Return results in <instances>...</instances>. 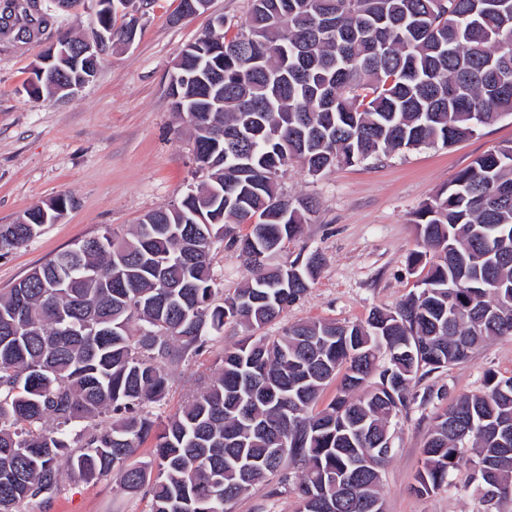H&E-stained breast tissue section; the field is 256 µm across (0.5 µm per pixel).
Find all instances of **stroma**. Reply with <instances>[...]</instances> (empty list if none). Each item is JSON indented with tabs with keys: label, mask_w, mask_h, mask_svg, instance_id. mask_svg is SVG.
<instances>
[{
	"label": "stroma",
	"mask_w": 512,
	"mask_h": 512,
	"mask_svg": "<svg viewBox=\"0 0 512 512\" xmlns=\"http://www.w3.org/2000/svg\"><path fill=\"white\" fill-rule=\"evenodd\" d=\"M251 0H211L207 13L180 17V0H151L139 9L132 43H117L102 55L95 79L75 99L58 101L28 93L33 66L44 48L64 36L90 35L97 6L82 0L70 12L52 11L51 23L30 41L0 37V225L67 194L75 207L47 225L27 247L0 256V289L11 287L34 266L79 240L109 230L128 232L147 213L177 202L205 175L198 170L184 119L168 95L180 50L224 20L227 34L244 26ZM512 143V118L497 120L451 146L423 145L409 151L320 175L289 166L280 177L287 196L308 197L315 211L302 233L271 257L280 264L298 254L320 252L324 264L306 295L265 335L309 319L340 323L365 319L373 309L394 308L414 287L409 254L417 244L413 214L476 157ZM212 272L218 287L232 293L249 271L239 251L215 244ZM243 330L224 327L209 348L173 371L159 409H179L213 375L224 346ZM512 375V337L483 344L469 360L430 374L417 393L442 392V399L414 403L392 431L393 456L385 466V512H477L460 469L452 486L416 494L423 444L432 418L448 398L478 390L487 374ZM296 497L277 477L253 486L231 512H294ZM149 500L122 488L116 474L93 480L66 476L63 491L31 512H147Z\"/></svg>",
	"instance_id": "obj_1"
}]
</instances>
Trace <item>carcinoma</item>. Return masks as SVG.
<instances>
[{
	"mask_svg": "<svg viewBox=\"0 0 512 512\" xmlns=\"http://www.w3.org/2000/svg\"><path fill=\"white\" fill-rule=\"evenodd\" d=\"M41 33L37 0H0V19ZM95 14L127 39L136 18ZM168 94L193 130L206 181L146 214L127 234L86 238L0 291V512L58 495L64 475L117 473L150 512H229L271 474H295L296 512H384L375 449L424 377L512 336V144L478 156L414 213L426 273L392 310L347 324L310 319L258 331L299 301L323 257L267 269L313 212L278 177L297 163L316 176L422 145L447 147L512 117V0H251L246 27L210 32L178 55ZM97 63L58 64L34 93L63 96ZM62 194L0 225L7 253L57 222ZM256 223L241 233L250 219ZM241 252L251 276L217 287L210 251ZM235 323L210 382L164 420L173 367ZM336 396L318 407L324 388ZM86 428L75 445L68 426ZM154 459L130 462L148 437ZM466 464L472 494L512 492V376H486L433 418L416 492L451 485Z\"/></svg>",
	"mask_w": 512,
	"mask_h": 512,
	"instance_id": "obj_1",
	"label": "carcinoma"
}]
</instances>
